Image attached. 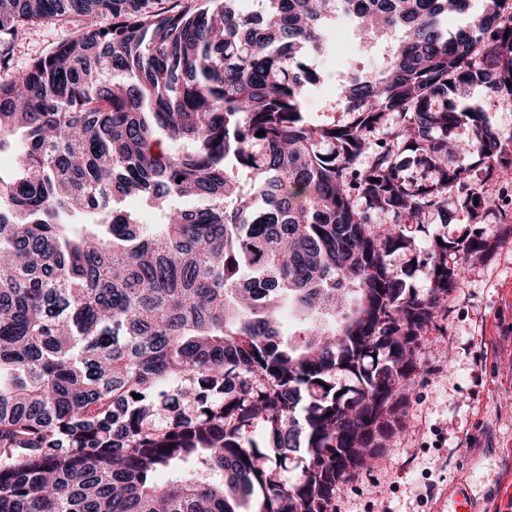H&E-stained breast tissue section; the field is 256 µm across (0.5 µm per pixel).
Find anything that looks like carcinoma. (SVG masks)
<instances>
[{"instance_id": "cac0c4a2", "label": "carcinoma", "mask_w": 512, "mask_h": 512, "mask_svg": "<svg viewBox=\"0 0 512 512\" xmlns=\"http://www.w3.org/2000/svg\"><path fill=\"white\" fill-rule=\"evenodd\" d=\"M469 7L0 0V512H336L487 246L471 170L512 165V133L461 105L512 104V0L454 28ZM73 15L14 70L27 30ZM338 22L362 50L404 37L376 71L339 60L343 119L315 123L308 61ZM160 130L190 149L155 152ZM460 210L465 235L416 236Z\"/></svg>"}]
</instances>
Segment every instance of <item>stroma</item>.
I'll return each mask as SVG.
<instances>
[{"mask_svg": "<svg viewBox=\"0 0 512 512\" xmlns=\"http://www.w3.org/2000/svg\"><path fill=\"white\" fill-rule=\"evenodd\" d=\"M82 23L29 30L14 53L15 69ZM357 40L344 30L327 72L305 105L315 121L331 120L340 100L333 64ZM502 204L485 219L490 249L463 265L447 309L416 347L417 375L405 390L401 428L369 470L351 477L336 512H435L444 493L468 486L477 512H512V167L482 183Z\"/></svg>", "mask_w": 512, "mask_h": 512, "instance_id": "35a3bbf8", "label": "stroma"}]
</instances>
